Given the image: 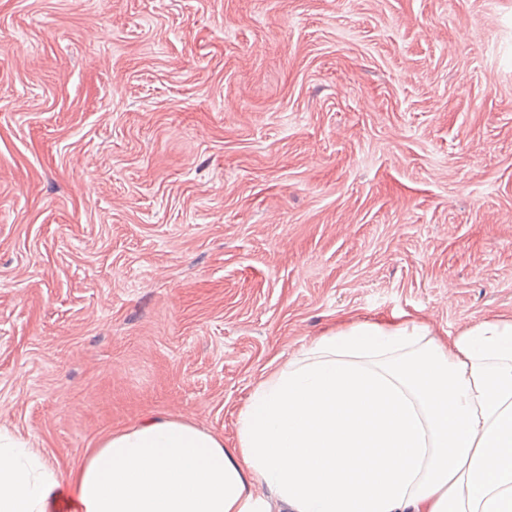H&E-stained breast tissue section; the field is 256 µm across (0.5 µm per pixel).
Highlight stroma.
Wrapping results in <instances>:
<instances>
[{"label":"stroma","instance_id":"35a3bbf8","mask_svg":"<svg viewBox=\"0 0 512 512\" xmlns=\"http://www.w3.org/2000/svg\"><path fill=\"white\" fill-rule=\"evenodd\" d=\"M509 315L512 0H0V429L57 475Z\"/></svg>","mask_w":512,"mask_h":512}]
</instances>
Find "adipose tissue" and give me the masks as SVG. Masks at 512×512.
Wrapping results in <instances>:
<instances>
[{"label":"adipose tissue","mask_w":512,"mask_h":512,"mask_svg":"<svg viewBox=\"0 0 512 512\" xmlns=\"http://www.w3.org/2000/svg\"><path fill=\"white\" fill-rule=\"evenodd\" d=\"M0 512H512V316L331 331L251 392L238 443L173 419L60 482L0 432Z\"/></svg>","instance_id":"obj_1"}]
</instances>
